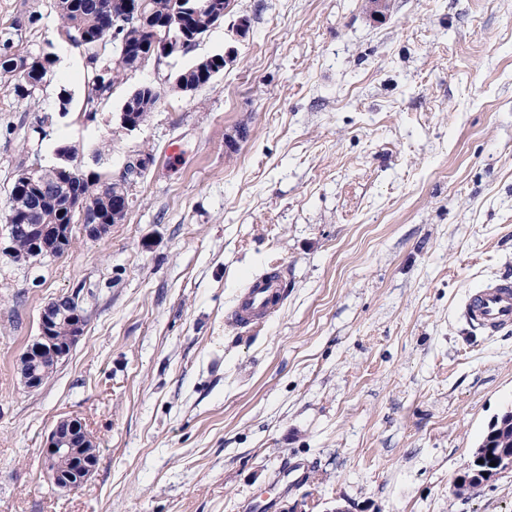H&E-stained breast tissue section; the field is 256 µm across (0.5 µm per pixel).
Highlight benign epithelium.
Returning a JSON list of instances; mask_svg holds the SVG:
<instances>
[{
    "instance_id": "7a95c632",
    "label": "benign epithelium",
    "mask_w": 512,
    "mask_h": 512,
    "mask_svg": "<svg viewBox=\"0 0 512 512\" xmlns=\"http://www.w3.org/2000/svg\"><path fill=\"white\" fill-rule=\"evenodd\" d=\"M194 40L182 38L169 40L160 45L157 56L167 57L187 50ZM146 155L132 156L123 166L121 176L138 177L149 165ZM21 183L15 192L27 189L33 192L37 201L21 214L7 217L8 253L17 262L28 263L35 258L52 254V248L59 242L72 237L71 224H44L35 220L42 214L40 199L59 194L54 183L47 181L43 169L27 170L20 175ZM91 204L85 199H76L71 209L80 213L82 231L89 237L101 238L112 229V225L97 218L86 220ZM23 238L28 241L29 250L17 252L14 243ZM75 295H65L48 301L39 312L38 335L29 343L18 360L21 380L28 389H38L44 382L50 365H58L71 351L84 331L85 317L74 302ZM67 332L64 341L59 342L56 334ZM41 467L46 476L58 487L77 490L94 473L98 457V448L94 435L86 425L73 417H64L56 421L41 448ZM496 466L493 469L478 471L470 476L463 472L455 477V484L477 489L499 473L512 470V448H504L493 456Z\"/></svg>"
}]
</instances>
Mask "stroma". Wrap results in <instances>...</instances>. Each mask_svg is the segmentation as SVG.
I'll use <instances>...</instances> for the list:
<instances>
[{
	"mask_svg": "<svg viewBox=\"0 0 512 512\" xmlns=\"http://www.w3.org/2000/svg\"><path fill=\"white\" fill-rule=\"evenodd\" d=\"M58 26L54 0H0L15 53L57 58L25 100L0 76V219L60 147L106 179L151 161L108 236L74 227L30 265L0 239V512H512V470L452 486L512 409V330L458 315L512 277V0H230L93 104ZM215 54L210 83L175 89ZM146 83L163 99L126 130ZM272 265L283 305L241 332L235 298ZM75 291L84 332L28 390L39 312ZM62 417L99 450L75 491L41 468ZM211 59V62L209 63V67L203 72L198 68V64L200 62L197 61L195 64H193L188 69L180 72L176 79H175V87L179 90L181 83H186V91L192 92L196 90V86L191 84H198L202 83L203 86L208 84L212 78L219 73L221 70L224 69L223 63H224V56L221 54H217L214 56L207 57ZM162 92L152 84H143L138 87L127 98L124 103L123 110L119 112L120 125L127 130H134L140 126L139 123L134 122V117L138 122L147 120L149 114L153 112L160 104ZM128 109V112L126 110ZM134 117H133V113Z\"/></svg>",
	"mask_w": 512,
	"mask_h": 512,
	"instance_id": "35a3bbf8",
	"label": "stroma"
}]
</instances>
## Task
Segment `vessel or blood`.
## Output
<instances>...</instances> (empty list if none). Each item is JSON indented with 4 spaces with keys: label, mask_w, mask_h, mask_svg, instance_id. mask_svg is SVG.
<instances>
[{
    "label": "vessel or blood",
    "mask_w": 512,
    "mask_h": 512,
    "mask_svg": "<svg viewBox=\"0 0 512 512\" xmlns=\"http://www.w3.org/2000/svg\"><path fill=\"white\" fill-rule=\"evenodd\" d=\"M286 294L282 269L263 272L239 292L229 319L239 329L253 330L276 314ZM459 314L490 335L512 327V280L501 278L469 292L460 305Z\"/></svg>",
    "instance_id": "b4317fda"
}]
</instances>
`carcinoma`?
<instances>
[{"instance_id": "carcinoma-1", "label": "carcinoma", "mask_w": 512, "mask_h": 512, "mask_svg": "<svg viewBox=\"0 0 512 512\" xmlns=\"http://www.w3.org/2000/svg\"><path fill=\"white\" fill-rule=\"evenodd\" d=\"M191 0H54L60 21L59 36L83 49L93 77L89 81L88 101L92 102L110 92L115 79L125 71L139 69L154 56L161 41L183 36L197 39L217 21V12L228 7L229 0H212L208 10H187ZM133 46V51L113 65L107 49L120 53L121 43ZM10 36L0 39V75L13 81L15 94L26 99L46 82L54 59L48 53L38 56H19L12 53ZM224 56H212L209 67L202 71L198 64L180 72L175 87L181 84H208L223 70ZM162 92L152 84H143L127 98L124 109L134 113L139 122L160 104ZM48 177L66 185L65 193H73L94 201L107 223H112V193H129V187L111 181L104 190L98 175L85 174L66 164L57 165ZM48 224H73L76 216L63 208V202L49 205L43 213ZM481 443L497 450L512 448V421L500 417L489 423Z\"/></svg>"}]
</instances>
